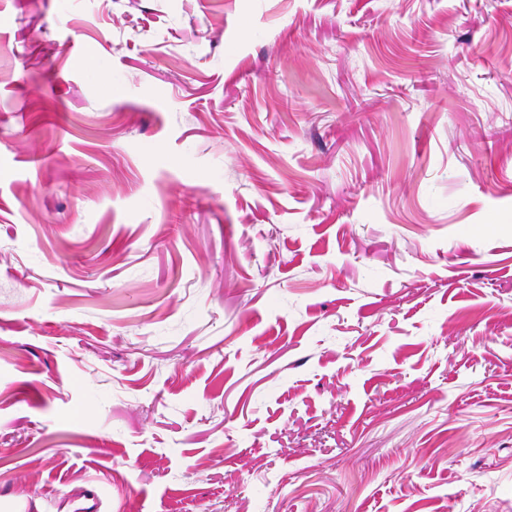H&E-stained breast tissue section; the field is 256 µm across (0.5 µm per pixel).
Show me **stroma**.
<instances>
[{"mask_svg": "<svg viewBox=\"0 0 512 512\" xmlns=\"http://www.w3.org/2000/svg\"><path fill=\"white\" fill-rule=\"evenodd\" d=\"M512 512V0H0V512Z\"/></svg>", "mask_w": 512, "mask_h": 512, "instance_id": "stroma-1", "label": "stroma"}]
</instances>
